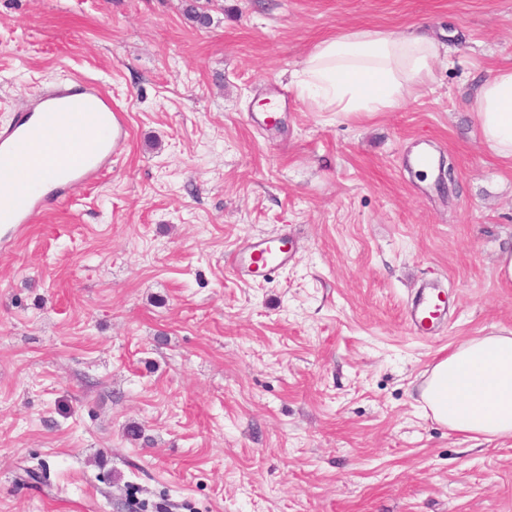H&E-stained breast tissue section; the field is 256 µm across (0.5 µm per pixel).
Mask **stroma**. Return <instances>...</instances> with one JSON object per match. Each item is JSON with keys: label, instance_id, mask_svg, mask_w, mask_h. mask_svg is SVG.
<instances>
[{"label": "stroma", "instance_id": "1", "mask_svg": "<svg viewBox=\"0 0 512 512\" xmlns=\"http://www.w3.org/2000/svg\"><path fill=\"white\" fill-rule=\"evenodd\" d=\"M353 31L450 62L398 111H314L293 74ZM509 67L512 0H0V127L65 78L130 128L0 250V512H512V437L420 397L461 342L512 336V161L473 107ZM283 232L278 274L225 265ZM428 282L451 308L420 336ZM448 320V296L436 283L420 288L408 309V324L419 335L432 334Z\"/></svg>", "mask_w": 512, "mask_h": 512}]
</instances>
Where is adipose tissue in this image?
<instances>
[{"mask_svg": "<svg viewBox=\"0 0 512 512\" xmlns=\"http://www.w3.org/2000/svg\"><path fill=\"white\" fill-rule=\"evenodd\" d=\"M442 59L425 34L353 32L317 44L293 79L318 112H393ZM474 108L483 143L512 161V68L480 85ZM421 397L453 431L512 437V336L459 344L434 364Z\"/></svg>", "mask_w": 512, "mask_h": 512, "instance_id": "ef3b65f1", "label": "adipose tissue"}]
</instances>
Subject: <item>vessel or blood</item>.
Listing matches in <instances>:
<instances>
[{
    "label": "vessel or blood",
    "instance_id": "vessel-or-blood-1",
    "mask_svg": "<svg viewBox=\"0 0 512 512\" xmlns=\"http://www.w3.org/2000/svg\"><path fill=\"white\" fill-rule=\"evenodd\" d=\"M128 127L124 112L95 82H63L37 100L21 118L0 129V227L19 232L33 223L58 185H90L110 166ZM294 259L282 237L257 236L231 255L228 264L243 279L266 277ZM448 319V296L429 283L408 309L419 335L432 334Z\"/></svg>",
    "mask_w": 512,
    "mask_h": 512
}]
</instances>
